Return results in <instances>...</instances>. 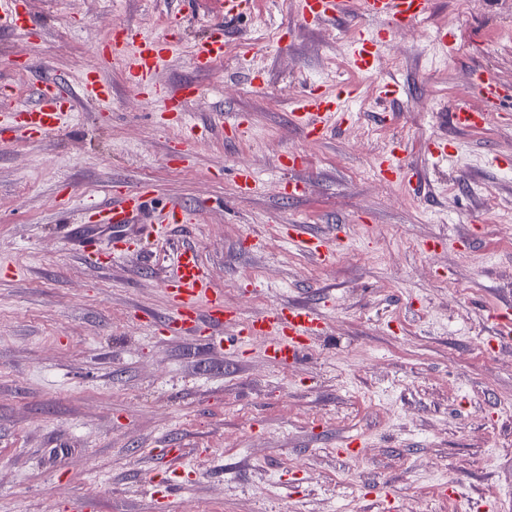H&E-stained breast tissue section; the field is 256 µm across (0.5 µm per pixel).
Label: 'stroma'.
Segmentation results:
<instances>
[{
  "label": "stroma",
  "mask_w": 512,
  "mask_h": 512,
  "mask_svg": "<svg viewBox=\"0 0 512 512\" xmlns=\"http://www.w3.org/2000/svg\"><path fill=\"white\" fill-rule=\"evenodd\" d=\"M34 38L0 29V110L34 104L46 80L72 91L87 50L116 23L168 38L155 81L194 84L179 120L160 116L121 63L101 67L108 107L79 101L59 129L0 140V512H155L156 479L176 474L177 512H512V125L456 128L450 108L479 68L512 83V0H431L420 30L349 15L306 24L293 0H249L227 31L246 57L196 70L192 45L213 0H26ZM386 30L377 69L350 66L348 31ZM455 43L436 53L439 32ZM396 81L399 100L379 88ZM352 86V122L319 143L294 126L309 88ZM393 114L392 122L381 119ZM245 115L242 135L215 121ZM448 143V159L429 145ZM419 186L374 172L390 142ZM302 152L304 196L282 161ZM251 168L259 187L233 180ZM195 209L188 229L154 224L146 255L94 268L74 236L113 182ZM339 237L331 262L281 235ZM193 246L237 319L216 344L170 336V259ZM277 302L325 323L282 368L240 321ZM356 455L344 456L351 438ZM181 447L159 460L155 448Z\"/></svg>",
  "instance_id": "obj_1"
}]
</instances>
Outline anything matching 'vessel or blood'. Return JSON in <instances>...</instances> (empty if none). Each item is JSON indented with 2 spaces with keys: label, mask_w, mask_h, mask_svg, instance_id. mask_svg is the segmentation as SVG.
<instances>
[{
  "label": "vessel or blood",
  "mask_w": 512,
  "mask_h": 512,
  "mask_svg": "<svg viewBox=\"0 0 512 512\" xmlns=\"http://www.w3.org/2000/svg\"><path fill=\"white\" fill-rule=\"evenodd\" d=\"M350 2L354 3L357 15L382 19L399 28L414 27L430 9V0H296V9L304 21L320 24L336 20ZM0 28L28 36L35 28V21L23 12L19 0H0ZM353 42L356 49L350 60L352 68L360 72L373 70L378 57L377 40L358 29L354 32ZM168 46V40L145 39L135 28L127 27L113 40L97 46L96 59L101 65L113 61L123 63L130 82L143 97H162L167 112L174 113L181 111L195 90L186 84L169 91L156 83V70L163 62ZM230 47L223 25H215L211 36L194 46L191 52L194 67L200 71L209 70ZM479 93L481 108H473L461 100L452 106L454 125L471 128L494 118L501 122L512 118L500 110L506 92L498 82L481 78ZM78 96L104 104L110 92L93 69L86 74L75 94L62 91L58 82L53 81L44 85L37 104L23 105L0 116V127L11 132L21 130L32 137L56 130L64 112L72 109ZM348 115L344 97L319 90L302 95L294 111L297 127L311 142L324 139L326 133L346 121ZM375 174L378 179L391 183L409 181L417 184L421 181L420 173L410 169L393 151L377 160ZM151 195V190L146 187L135 191L121 189L112 192L111 203L99 205L97 212L103 223L109 224L116 235L122 237L129 234L134 224L147 213ZM287 236L291 244L322 260L334 257V238L303 234L293 228L288 230ZM175 264L173 275L165 283L170 306L165 322L170 332L202 329L212 335L225 322L235 320L236 313L225 306L223 293L212 288L195 248H180ZM322 330L323 322L317 313L306 304L292 303L269 307L244 321L238 335L243 339L264 340L268 359L273 364L286 366L297 362L311 338Z\"/></svg>",
  "instance_id": "vessel-or-blood-1"
}]
</instances>
